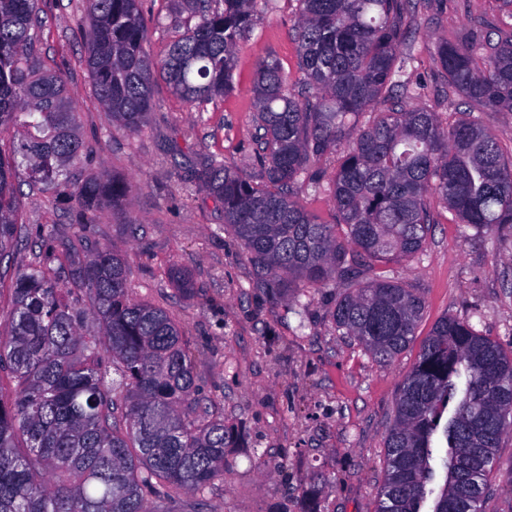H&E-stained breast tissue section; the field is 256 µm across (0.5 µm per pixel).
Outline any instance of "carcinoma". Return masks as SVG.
<instances>
[{
    "label": "carcinoma",
    "mask_w": 512,
    "mask_h": 512,
    "mask_svg": "<svg viewBox=\"0 0 512 512\" xmlns=\"http://www.w3.org/2000/svg\"><path fill=\"white\" fill-rule=\"evenodd\" d=\"M297 2L303 79L288 84L274 55L253 76L258 175L210 159L191 180L245 247L252 287L302 316L315 294L343 284L336 329L390 362L415 336L423 298L393 278L359 276L422 250L436 224L431 195L477 231L511 226L512 156L473 112L445 122L402 80L418 0ZM181 3L197 22L156 61L141 0H87L83 64L99 102L132 132L159 76L190 106L230 91L257 25L256 0ZM42 28L37 0H0V132H21L0 153V512H151L148 497L182 491L196 495L183 510L203 512L233 431L199 397L177 320L131 296L126 260L106 248L78 261L68 242L35 263L11 260L19 175L84 214L131 191L123 178H63L84 143L63 80L29 65ZM466 41L437 45L443 84L468 104L512 112V33L478 23ZM336 154L328 176L319 163ZM300 188L330 192L337 224L316 223L294 200ZM89 314L93 334L82 332ZM511 430L512 355L469 319H440L399 388L377 512H421L437 458L444 484L431 512H483Z\"/></svg>",
    "instance_id": "carcinoma-1"
}]
</instances>
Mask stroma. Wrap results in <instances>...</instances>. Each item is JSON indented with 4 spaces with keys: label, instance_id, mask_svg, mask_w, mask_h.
<instances>
[{
    "label": "stroma",
    "instance_id": "obj_1",
    "mask_svg": "<svg viewBox=\"0 0 512 512\" xmlns=\"http://www.w3.org/2000/svg\"><path fill=\"white\" fill-rule=\"evenodd\" d=\"M85 6V0H38L43 33L34 62L63 77L79 115L85 156L69 179L115 175L133 188L125 206L106 205L85 217L53 192L24 182L19 223L31 233L53 225L58 242L83 237L82 260L100 247L122 255L131 295L180 323L213 411L247 432L243 447L230 449L223 479L206 494V512H301L309 488L325 512H375L398 388L435 322L470 318L476 331L512 352V229L467 228L430 198L437 222L423 249L383 268L423 297V315L409 346L392 362H376L355 337L336 329L332 311L340 289L316 294L302 317L256 291L253 266L225 230L220 205L188 180L209 156L256 173L253 73L272 54L290 79L301 78L291 38L295 0H257V26L237 51L230 94L193 109L156 80L148 120L136 132L113 121L92 93L81 62ZM142 10L147 48L157 60L195 23L176 0H142ZM478 19L512 26L498 0H420L422 28L410 47L408 79L423 87L435 111L448 110L437 99L435 45L463 39ZM175 269L190 275L192 295L178 289ZM497 455L485 512H512V432Z\"/></svg>",
    "mask_w": 512,
    "mask_h": 512
}]
</instances>
